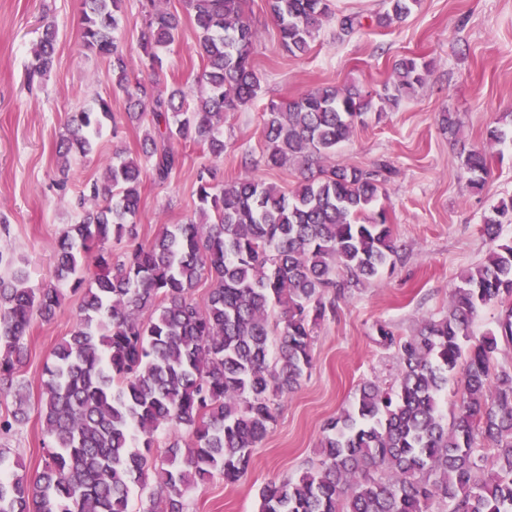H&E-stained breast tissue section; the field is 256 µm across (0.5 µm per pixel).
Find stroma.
<instances>
[{
	"label": "stroma",
	"instance_id": "1",
	"mask_svg": "<svg viewBox=\"0 0 512 512\" xmlns=\"http://www.w3.org/2000/svg\"><path fill=\"white\" fill-rule=\"evenodd\" d=\"M337 13L367 20L361 32L339 35L335 22L319 31L311 50L294 57L281 45L266 0H246L257 32L254 63L261 92L245 109L224 119L225 177L246 174L295 189L300 171L262 162V114L270 102L297 97L319 86L380 89L393 63L406 56L429 65L415 91L371 112L329 161L339 166L389 170L378 207L388 211L399 247L395 268L338 301L334 315L314 329L312 366L300 387L281 398L267 437L253 450L252 464L238 482L215 476L190 488L188 512H257L260 490L297 477L317 458L328 420L352 401L366 382L394 383L398 365L377 334L378 324L407 335L426 317L448 309L452 288L479 264L491 245L481 226L491 207L512 197V141L493 144L488 132L512 125V0H421L411 15L386 28L374 25L381 0H333ZM55 24L54 66L43 88L29 92L25 72L43 26ZM198 32L184 20L175 44L161 54V83L193 88L202 67ZM112 101L120 135L104 129L95 152L63 165L56 143L68 115L97 97ZM126 98L112 86L105 62L81 48V0H0V252L28 273L40 289L54 280L53 246L78 214L71 200L83 182L100 178L116 148L137 152L143 127L124 123ZM456 113L459 130L441 124ZM488 147L492 169L483 188L469 185L463 171L468 150ZM184 162L167 183L146 181L137 215L140 237L151 240L166 225L183 223L197 203V173L209 164L199 147L182 150ZM79 297L64 287L51 321H34L27 357L13 389L0 392V417L11 414L16 394L27 400L25 416L0 433V450L23 463L28 474L44 464L39 397L51 352L74 327Z\"/></svg>",
	"mask_w": 512,
	"mask_h": 512
}]
</instances>
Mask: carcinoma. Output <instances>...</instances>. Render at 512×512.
<instances>
[{"label": "carcinoma", "mask_w": 512, "mask_h": 512, "mask_svg": "<svg viewBox=\"0 0 512 512\" xmlns=\"http://www.w3.org/2000/svg\"><path fill=\"white\" fill-rule=\"evenodd\" d=\"M331 0H267L291 55L310 49L324 23L339 34L363 27L336 15ZM420 0H384L376 24L406 18ZM124 0H82V47L108 65L129 103L127 120L150 119L139 152L120 151L102 180L86 183L81 220L55 246L56 282L39 292L15 269L0 276V385L13 382L32 322L51 319L60 282L80 293L79 319L52 352L40 415L47 457L32 478L13 472L0 452V512H130L134 488L148 492L144 512H185V492L219 473L236 482L275 421L274 401L299 388L312 362L313 329L336 299L378 279L398 247L388 213L371 210L384 190L378 171L326 165L364 116L383 111L421 85L428 65L403 58L383 92L326 86L271 103L263 114L264 165L296 164L291 193L254 177L217 180L203 168L197 203L182 224L140 240L134 219L146 179L164 183L180 166L178 146L224 156V116L250 105L261 89L253 64L256 33L244 0H184L199 31L204 61L198 93L162 91L160 52L179 36L182 17L161 0L142 4L145 76L118 31ZM56 31L31 49L26 82L54 65ZM111 101L70 113L58 153L86 158ZM464 173L486 183V149L470 151ZM512 224V198L484 219L494 242ZM127 243L114 258L111 240ZM91 256L95 274L82 277ZM208 283L203 302L195 299ZM503 307L482 336L471 325L488 305ZM394 350V384L364 383L326 427L318 459L297 478L264 487L258 512H512V368L498 364L512 346V241L492 248L452 290L448 311L410 335L379 325ZM456 384L450 413L440 400ZM172 430L157 462V432Z\"/></svg>", "instance_id": "1"}]
</instances>
